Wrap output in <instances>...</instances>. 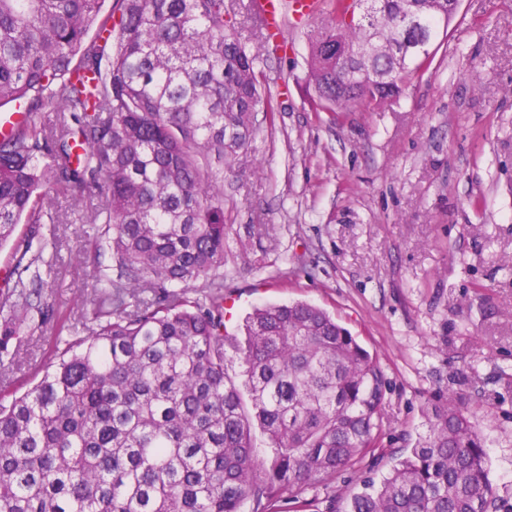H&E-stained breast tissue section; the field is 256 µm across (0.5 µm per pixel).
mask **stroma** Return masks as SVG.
Instances as JSON below:
<instances>
[{
	"label": "stroma",
	"mask_w": 512,
	"mask_h": 512,
	"mask_svg": "<svg viewBox=\"0 0 512 512\" xmlns=\"http://www.w3.org/2000/svg\"><path fill=\"white\" fill-rule=\"evenodd\" d=\"M310 22L284 20L286 49L259 68L277 101L257 113L223 184L227 332L254 307H321L386 379L380 448L303 493L309 512H345L424 435L432 405L463 396L488 446L498 512H512V0H461L429 68L377 110L314 111L305 88ZM89 200L56 195L43 259L54 287L0 366L24 392L56 361L67 323L83 334L96 297Z\"/></svg>",
	"instance_id": "obj_1"
}]
</instances>
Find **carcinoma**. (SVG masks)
I'll return each instance as SVG.
<instances>
[{
	"label": "carcinoma",
	"instance_id": "carcinoma-1",
	"mask_svg": "<svg viewBox=\"0 0 512 512\" xmlns=\"http://www.w3.org/2000/svg\"><path fill=\"white\" fill-rule=\"evenodd\" d=\"M330 2L332 19L308 36L318 112L401 96L431 62L408 44L432 48L457 15L451 0ZM267 45L263 19L238 0H0V107L58 115L0 138V246L20 223L59 222L50 193L97 197L85 223L118 269L90 284L103 297L89 334L60 326L54 369L0 403V512H242L248 500L276 512L285 495L306 512V485L377 447L384 375L328 312L266 304L228 336L221 293L199 305L169 291L223 287V187L206 167L248 145L256 113L275 112L257 68ZM44 246L32 231L18 274ZM49 287L36 270L0 299L1 353L24 317L43 314L32 296ZM142 288L154 299L127 312ZM432 414L345 512H493L467 407L452 393Z\"/></svg>",
	"mask_w": 512,
	"mask_h": 512
}]
</instances>
